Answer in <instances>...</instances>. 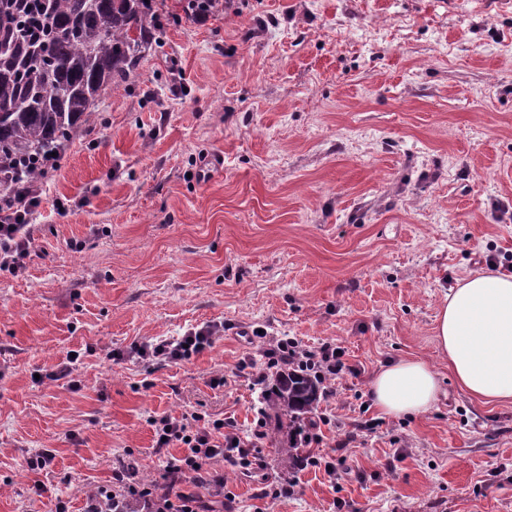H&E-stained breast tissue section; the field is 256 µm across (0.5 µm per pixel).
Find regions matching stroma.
I'll list each match as a JSON object with an SVG mask.
<instances>
[{
    "mask_svg": "<svg viewBox=\"0 0 512 512\" xmlns=\"http://www.w3.org/2000/svg\"><path fill=\"white\" fill-rule=\"evenodd\" d=\"M163 9L43 180L23 269L0 272V512H86L123 463L156 476L150 417L248 428L256 328L344 348L360 372L321 401L336 422L315 450L356 443L332 480L263 439V474L229 472L217 512H512V405L460 390L434 332L449 288L512 261V0ZM206 324L218 336L189 362L131 356ZM74 351L72 379H49ZM398 357L439 372L426 413L374 405ZM43 448L51 466L29 471ZM266 478L293 495L260 498Z\"/></svg>",
    "mask_w": 512,
    "mask_h": 512,
    "instance_id": "35a3bbf8",
    "label": "stroma"
}]
</instances>
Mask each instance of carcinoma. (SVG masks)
Wrapping results in <instances>:
<instances>
[{"label":"carcinoma","mask_w":512,"mask_h":512,"mask_svg":"<svg viewBox=\"0 0 512 512\" xmlns=\"http://www.w3.org/2000/svg\"><path fill=\"white\" fill-rule=\"evenodd\" d=\"M229 0H185L186 13ZM154 0H0V167L72 140L109 88L125 83L157 40ZM326 394L321 375L271 373L261 396L269 435L288 467L304 459L301 435Z\"/></svg>","instance_id":"1"}]
</instances>
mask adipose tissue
Masks as SVG:
<instances>
[{"mask_svg":"<svg viewBox=\"0 0 512 512\" xmlns=\"http://www.w3.org/2000/svg\"><path fill=\"white\" fill-rule=\"evenodd\" d=\"M435 331L461 389L488 404L512 405V274L460 281L450 289ZM440 390L439 373L420 358L392 360L371 382L375 406L389 416L427 412Z\"/></svg>","mask_w":512,"mask_h":512,"instance_id":"adipose-tissue-1","label":"adipose tissue"}]
</instances>
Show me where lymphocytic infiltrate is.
Listing matches in <instances>:
<instances>
[{
    "label": "lymphocytic infiltrate",
    "mask_w": 512,
    "mask_h": 512,
    "mask_svg": "<svg viewBox=\"0 0 512 512\" xmlns=\"http://www.w3.org/2000/svg\"><path fill=\"white\" fill-rule=\"evenodd\" d=\"M38 201V184L34 181L22 186L11 184L0 191V271L16 273L23 269L33 242L28 216ZM214 332L210 325L193 328L181 336L144 342L137 347L136 353L144 360L177 364L210 348L214 343ZM263 355L268 368L298 365L315 370L330 382L340 374L357 372L356 367L347 362L345 350L328 342L312 349L294 338L283 336L265 349ZM151 424L157 449L178 446L183 450L179 458L165 465L162 477L179 475L205 488L206 497L218 500L224 497L226 481L217 471L219 465L227 464L244 472L263 468L259 443L266 436L264 415H256L245 432L232 420L201 412L164 415L152 419ZM111 493L122 497L126 507L139 505L145 512H204V497L183 492L158 497L153 493L152 481L145 479L132 483L122 471L113 473Z\"/></svg>",
    "instance_id": "1"
}]
</instances>
